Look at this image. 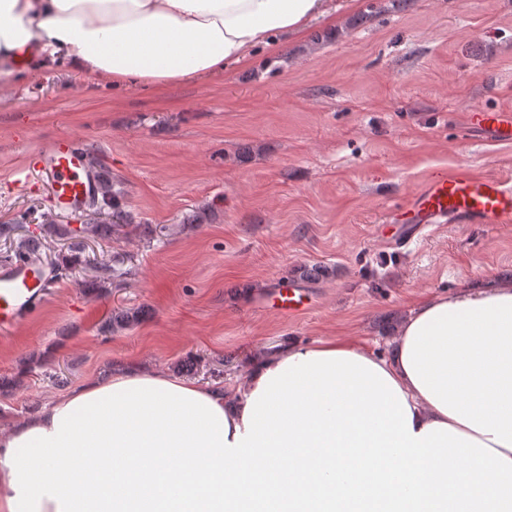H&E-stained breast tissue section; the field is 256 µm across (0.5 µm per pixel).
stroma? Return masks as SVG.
I'll return each mask as SVG.
<instances>
[{"label":"stroma","mask_w":512,"mask_h":512,"mask_svg":"<svg viewBox=\"0 0 512 512\" xmlns=\"http://www.w3.org/2000/svg\"><path fill=\"white\" fill-rule=\"evenodd\" d=\"M512 110V0H357L271 56L164 92L112 87L55 62L0 88V224L33 234L78 217L12 171L48 141L78 138L125 191L144 239L125 231L87 254L122 260L106 292L57 280L34 316L0 333V424L136 364L227 391L258 354L354 336L389 354L420 299L512 282L511 224H438L407 237L386 220L436 172L512 179V143L466 118ZM306 313L265 305L300 266ZM133 327L105 333L112 312Z\"/></svg>","instance_id":"35a3bbf8"}]
</instances>
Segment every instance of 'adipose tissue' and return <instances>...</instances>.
I'll use <instances>...</instances> for the list:
<instances>
[{
	"mask_svg": "<svg viewBox=\"0 0 512 512\" xmlns=\"http://www.w3.org/2000/svg\"><path fill=\"white\" fill-rule=\"evenodd\" d=\"M331 0H0V82L51 58L161 91L277 52ZM0 512H512V284L279 347L233 393L136 368L0 427Z\"/></svg>",
	"mask_w": 512,
	"mask_h": 512,
	"instance_id": "ef3b65f1",
	"label": "adipose tissue"
}]
</instances>
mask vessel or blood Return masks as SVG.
<instances>
[{
    "label": "vessel or blood",
    "mask_w": 512,
    "mask_h": 512,
    "mask_svg": "<svg viewBox=\"0 0 512 512\" xmlns=\"http://www.w3.org/2000/svg\"><path fill=\"white\" fill-rule=\"evenodd\" d=\"M470 122L491 141H512L511 112H481L472 115ZM36 174L46 182L60 210H82L101 189L100 172L89 167L84 148L71 137L38 148L34 163L15 170L13 183L26 188ZM390 214L396 223L416 229L444 219L459 224H511L512 181L467 171L436 173ZM52 279L51 271L34 257L1 267L0 331L18 326L39 307ZM303 309L295 289H279L278 314L292 318Z\"/></svg>",
    "instance_id": "obj_1"
}]
</instances>
